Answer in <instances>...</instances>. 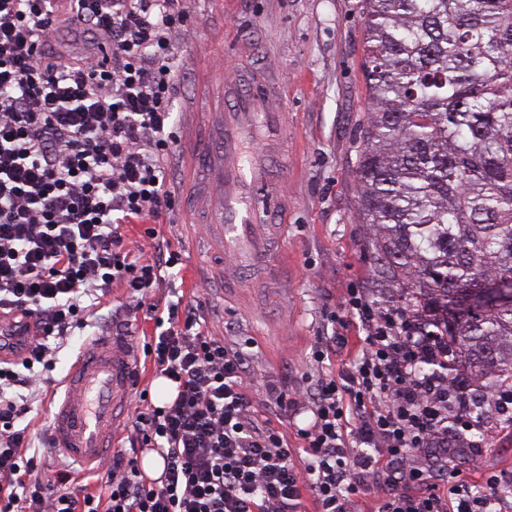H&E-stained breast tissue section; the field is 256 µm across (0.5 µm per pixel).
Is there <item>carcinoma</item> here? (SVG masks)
I'll return each mask as SVG.
<instances>
[{
    "label": "carcinoma",
    "mask_w": 512,
    "mask_h": 512,
    "mask_svg": "<svg viewBox=\"0 0 512 512\" xmlns=\"http://www.w3.org/2000/svg\"><path fill=\"white\" fill-rule=\"evenodd\" d=\"M369 109L355 170L379 304L439 337L485 417L512 388V0H364Z\"/></svg>",
    "instance_id": "cac0c4a2"
}]
</instances>
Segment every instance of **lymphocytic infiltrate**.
<instances>
[{
	"instance_id": "lymphocytic-infiltrate-1",
	"label": "lymphocytic infiltrate",
	"mask_w": 512,
	"mask_h": 512,
	"mask_svg": "<svg viewBox=\"0 0 512 512\" xmlns=\"http://www.w3.org/2000/svg\"><path fill=\"white\" fill-rule=\"evenodd\" d=\"M186 0H0V313L35 317L21 370L0 365V512H353L379 461L395 466L397 486L377 512H501L496 476L482 490L411 494L404 484L437 477L463 442L483 430L462 409L463 387L441 372L433 337L415 321L380 308L359 289L346 304L364 336L350 366L322 372L308 390L266 387L276 419L302 409L303 465L290 460L283 433L258 424L244 385L248 354L203 329L202 304H149L157 332L145 343L158 376L177 385L165 406L137 411L131 455L104 460L95 493L72 485L69 469L37 472L20 385L37 384L97 297L119 281L143 300L179 261L169 241L131 260L123 225L160 221L173 208L165 165L172 153V37L188 17ZM109 46L99 60L55 48L59 29ZM163 459L146 480L135 450Z\"/></svg>"
}]
</instances>
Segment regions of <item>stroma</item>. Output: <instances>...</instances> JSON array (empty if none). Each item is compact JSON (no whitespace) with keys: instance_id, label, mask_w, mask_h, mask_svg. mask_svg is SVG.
<instances>
[{"instance_id":"35a3bbf8","label":"stroma","mask_w":512,"mask_h":512,"mask_svg":"<svg viewBox=\"0 0 512 512\" xmlns=\"http://www.w3.org/2000/svg\"><path fill=\"white\" fill-rule=\"evenodd\" d=\"M173 43L175 152L167 163V183L175 205L159 234L181 253L175 286L184 301L206 303V332L247 352L245 384L263 420V384L292 392L313 385L320 372L312 359L319 337L347 338L332 358L337 370L347 367L362 345L353 315L340 323L331 315L349 289L371 284L367 228L356 219L355 169L368 108L363 2L191 0L187 24ZM208 73L239 79L245 95L255 79L268 80L272 104L285 115L288 144L278 163L288 195L287 228L277 248L284 258L281 270L229 271V259L209 242L208 225L191 221L186 190L200 171L189 163L180 123L189 105L207 108ZM128 301L126 288L113 285L88 326L76 329L59 349L45 384L32 394L24 422L39 474L52 475L63 461L44 442L59 399L57 381L67 377L87 339L111 332L113 309ZM137 373L138 391L115 429L118 453L136 410L146 407L140 390L151 389L156 379L148 358L140 359ZM489 426L491 437L471 435L453 476H441V485L458 478L478 489L489 474H512V420L496 414Z\"/></svg>"}]
</instances>
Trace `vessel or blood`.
Listing matches in <instances>:
<instances>
[{
	"instance_id": "b4317fda",
	"label": "vessel or blood",
	"mask_w": 512,
	"mask_h": 512,
	"mask_svg": "<svg viewBox=\"0 0 512 512\" xmlns=\"http://www.w3.org/2000/svg\"><path fill=\"white\" fill-rule=\"evenodd\" d=\"M216 90L236 107L205 116L206 138L189 134L195 163L206 167L197 208L212 229L215 247L238 262L263 264L268 241L285 230L263 223L260 209L274 185L272 165L284 144L282 115L273 111L269 95L240 94L232 82H217ZM137 363L124 337L87 343L67 375L66 399L53 409L49 448L85 467L103 459Z\"/></svg>"
}]
</instances>
